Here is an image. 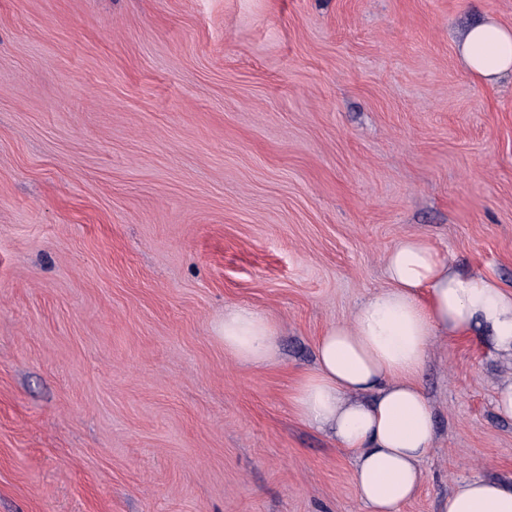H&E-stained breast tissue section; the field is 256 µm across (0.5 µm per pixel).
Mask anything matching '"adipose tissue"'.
<instances>
[{"label": "adipose tissue", "mask_w": 512, "mask_h": 512, "mask_svg": "<svg viewBox=\"0 0 512 512\" xmlns=\"http://www.w3.org/2000/svg\"><path fill=\"white\" fill-rule=\"evenodd\" d=\"M477 79L512 73V27L485 20L459 45ZM388 288L373 293L351 321L325 329L316 365L296 384L293 406L308 424L332 431L354 455L353 479L368 512H400L425 481L434 442L433 412L418 382L432 337L480 327L512 357V292L485 275L457 273L426 237L400 238L385 255ZM277 326L248 306L225 310L220 337L244 365L275 353ZM445 512H512V481H456Z\"/></svg>", "instance_id": "adipose-tissue-1"}]
</instances>
